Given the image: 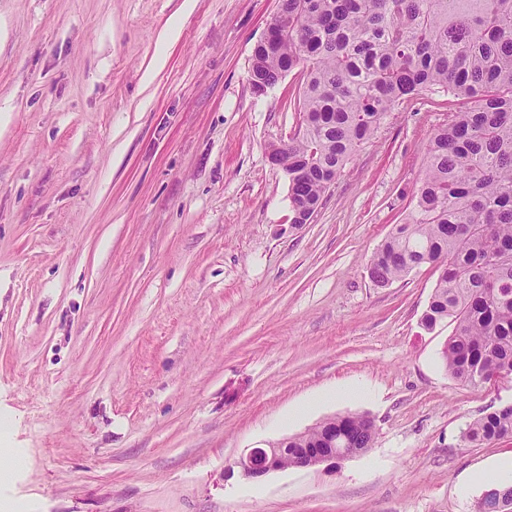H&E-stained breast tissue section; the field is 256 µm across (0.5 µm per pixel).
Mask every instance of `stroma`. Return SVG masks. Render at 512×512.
Returning <instances> with one entry per match:
<instances>
[{
    "mask_svg": "<svg viewBox=\"0 0 512 512\" xmlns=\"http://www.w3.org/2000/svg\"><path fill=\"white\" fill-rule=\"evenodd\" d=\"M183 2L0 0V442L23 455L0 499L473 512L512 437L462 433L512 405V377L472 387L443 367L451 325H421L431 266L384 288L367 273L454 99L401 100L293 225L267 155L298 128L303 76L262 94L248 80L277 0ZM343 386L358 392L288 418ZM351 413L375 425L366 453L240 476L247 449Z\"/></svg>",
    "mask_w": 512,
    "mask_h": 512,
    "instance_id": "stroma-1",
    "label": "stroma"
}]
</instances>
